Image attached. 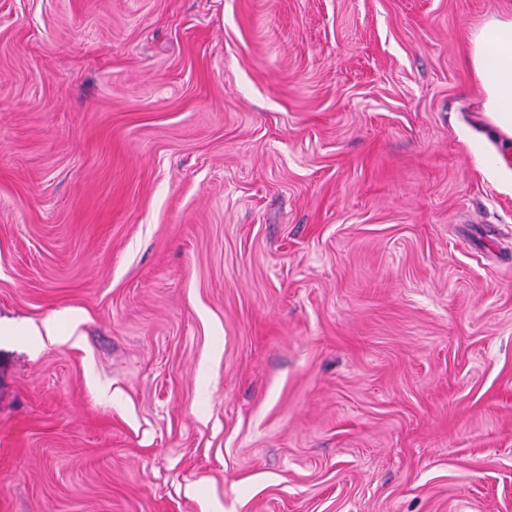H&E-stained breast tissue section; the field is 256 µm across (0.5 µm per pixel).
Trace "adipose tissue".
I'll return each mask as SVG.
<instances>
[{
    "label": "adipose tissue",
    "instance_id": "ef3b65f1",
    "mask_svg": "<svg viewBox=\"0 0 512 512\" xmlns=\"http://www.w3.org/2000/svg\"><path fill=\"white\" fill-rule=\"evenodd\" d=\"M469 64L499 152H512V16L491 17L471 36Z\"/></svg>",
    "mask_w": 512,
    "mask_h": 512
}]
</instances>
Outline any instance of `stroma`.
Returning a JSON list of instances; mask_svg holds the SVG:
<instances>
[{
  "label": "stroma",
  "instance_id": "1",
  "mask_svg": "<svg viewBox=\"0 0 512 512\" xmlns=\"http://www.w3.org/2000/svg\"><path fill=\"white\" fill-rule=\"evenodd\" d=\"M494 14L0 0V512H512ZM469 64L483 92V113L498 145L512 152V16H493L471 36Z\"/></svg>",
  "mask_w": 512,
  "mask_h": 512
}]
</instances>
